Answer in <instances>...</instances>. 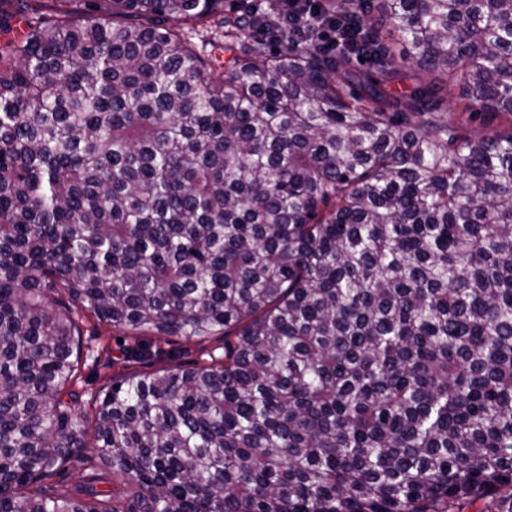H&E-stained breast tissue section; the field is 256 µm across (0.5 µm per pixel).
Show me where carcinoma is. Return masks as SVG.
Wrapping results in <instances>:
<instances>
[{
  "label": "carcinoma",
  "instance_id": "carcinoma-1",
  "mask_svg": "<svg viewBox=\"0 0 512 512\" xmlns=\"http://www.w3.org/2000/svg\"><path fill=\"white\" fill-rule=\"evenodd\" d=\"M63 2L0 0L35 15L0 51V512H512V125L466 130L512 118V0H316L334 54L224 0ZM87 316L128 359L224 338L99 391L110 493L53 481ZM189 37L197 46L201 54L212 55L219 66H224V61L227 60L228 55L224 53V38L212 35L208 26L201 25L189 33ZM173 340L175 338H153L154 349L158 348L163 351L176 350L178 352L177 361L184 364H193L197 361L209 359L207 353L222 346V341L219 339H210L202 343L186 340L173 342Z\"/></svg>",
  "mask_w": 512,
  "mask_h": 512
}]
</instances>
